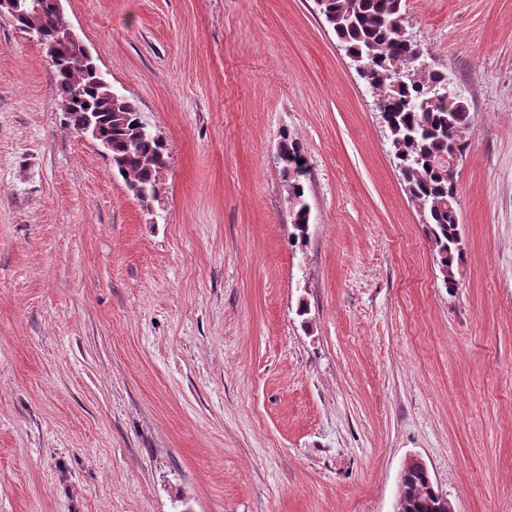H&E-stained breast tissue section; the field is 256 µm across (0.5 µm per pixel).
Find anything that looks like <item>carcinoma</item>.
Returning <instances> with one entry per match:
<instances>
[{
  "label": "carcinoma",
  "mask_w": 512,
  "mask_h": 512,
  "mask_svg": "<svg viewBox=\"0 0 512 512\" xmlns=\"http://www.w3.org/2000/svg\"><path fill=\"white\" fill-rule=\"evenodd\" d=\"M318 13L336 35L347 54L363 59L364 80L381 104V122L394 149L405 190L423 210L424 227L433 258L448 291L457 287L455 269L463 261L460 196L448 156L464 154L473 116L466 100L441 98L427 90L448 81V73L432 69L426 81L408 82L403 74L426 60V49L406 41L401 34L405 0H315ZM65 18L53 0H36V8H23L22 31L52 40ZM53 70L58 103H70L67 125L79 131L91 119L111 145L112 169L130 190L151 193L166 165V146L139 131L140 108L99 81L93 61L65 49ZM279 160L287 182L289 216L294 240L306 242L309 206L305 200L307 176L303 148L288 133L281 135ZM434 484L416 469L403 483L405 507L411 512H431Z\"/></svg>",
  "instance_id": "obj_1"
}]
</instances>
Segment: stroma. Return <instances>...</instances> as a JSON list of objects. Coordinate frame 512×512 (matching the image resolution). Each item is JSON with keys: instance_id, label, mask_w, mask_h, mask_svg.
I'll use <instances>...</instances> for the list:
<instances>
[{"instance_id": "35a3bbf8", "label": "stroma", "mask_w": 512, "mask_h": 512, "mask_svg": "<svg viewBox=\"0 0 512 512\" xmlns=\"http://www.w3.org/2000/svg\"><path fill=\"white\" fill-rule=\"evenodd\" d=\"M406 5L474 116L452 292L314 0H63L167 144L148 211L0 21V512H394L413 457L512 512V0ZM279 160L283 164V173L287 182V202L290 221L294 229V240L305 243L309 231V206L305 200V181L307 176L306 158L303 148L288 133L281 135ZM298 160H302L298 164Z\"/></svg>"}]
</instances>
